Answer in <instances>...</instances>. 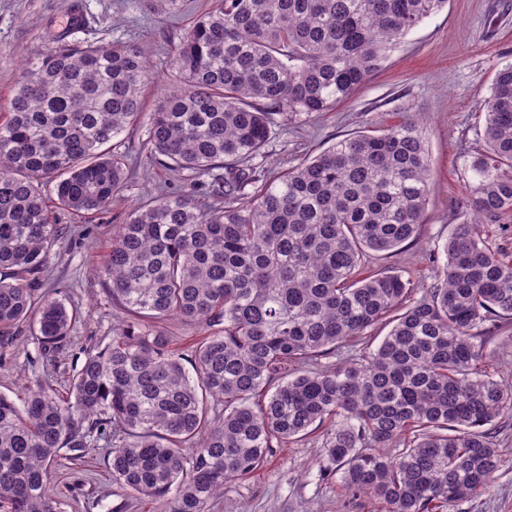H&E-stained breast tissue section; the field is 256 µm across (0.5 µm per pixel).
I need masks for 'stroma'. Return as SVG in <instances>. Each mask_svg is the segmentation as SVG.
Wrapping results in <instances>:
<instances>
[{"instance_id": "35a3bbf8", "label": "stroma", "mask_w": 512, "mask_h": 512, "mask_svg": "<svg viewBox=\"0 0 512 512\" xmlns=\"http://www.w3.org/2000/svg\"><path fill=\"white\" fill-rule=\"evenodd\" d=\"M213 0H0V113L6 112L24 58L43 53L53 34L66 29L80 11L83 25L71 31L80 42H140L146 45L157 80L147 86L146 103L158 88L172 86L170 58L175 46ZM512 62V0H448L388 52L380 68L351 98L329 112L277 115L276 125L254 165L282 171L313 157L356 132L408 118L418 119L432 159L434 190L422 216L420 240L377 257L374 270L395 271L415 290L427 288L436 268L430 254H442L452 225L466 211L470 164L481 149L484 103L496 71ZM126 155L125 183L109 210L91 218V235L73 232L57 240L41 290L62 300L78 316L70 343L56 357L55 372L66 379L80 368L84 352L112 337L114 310L93 268L112 244V228L134 207L161 189L184 182L185 173L151 163L147 127L137 123L113 141ZM38 348L28 333L0 348V393L17 397L39 370ZM502 465L490 499L463 502L453 512H512V414L497 421ZM320 434L275 449L249 479L226 485L211 512H372L368 499L346 496L336 478L319 472ZM50 489L60 512H161L160 504L135 499L113 483L103 450L72 459L60 452Z\"/></svg>"}]
</instances>
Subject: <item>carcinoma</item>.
<instances>
[{
  "label": "carcinoma",
  "instance_id": "carcinoma-1",
  "mask_svg": "<svg viewBox=\"0 0 512 512\" xmlns=\"http://www.w3.org/2000/svg\"><path fill=\"white\" fill-rule=\"evenodd\" d=\"M446 3L216 0L173 51L180 87L149 112L139 43L61 34L22 62L0 116V268L18 275L0 278V347L26 324L53 358L76 318L38 293L59 236L47 183L59 209L105 213L127 170L111 142L142 118L150 156L192 179L135 208L94 269L121 314L110 343L87 350L66 387L38 378L16 401L0 394V512H59L60 451L101 445L125 491L163 512H210L225 485L323 425V471L380 512H451L489 493L512 387L490 370L486 335L512 320V259L483 225L512 211V64L491 84L468 212L418 299L403 275L365 271L419 239L431 156L416 120L263 181L243 167L275 110H333ZM203 179L223 205L200 199ZM168 317L205 329L190 372L156 329ZM345 346L358 351L320 364Z\"/></svg>",
  "mask_w": 512,
  "mask_h": 512
}]
</instances>
